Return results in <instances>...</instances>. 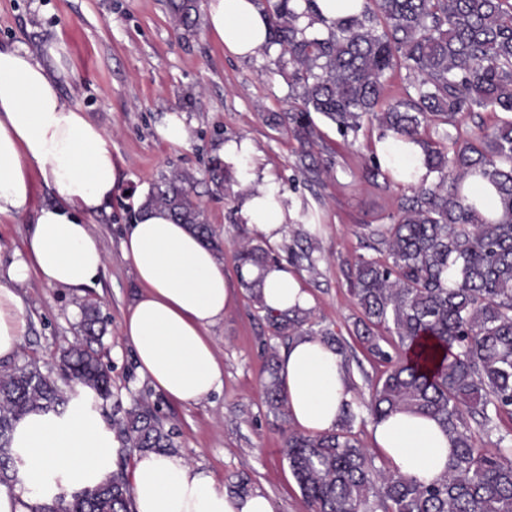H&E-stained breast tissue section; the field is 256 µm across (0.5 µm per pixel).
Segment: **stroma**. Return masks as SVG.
<instances>
[{
    "label": "stroma",
    "instance_id": "1",
    "mask_svg": "<svg viewBox=\"0 0 512 512\" xmlns=\"http://www.w3.org/2000/svg\"><path fill=\"white\" fill-rule=\"evenodd\" d=\"M60 42L66 51L51 63L60 93L110 135L122 181L111 202L88 218L106 255L98 282L50 288L28 277L19 287L27 333L21 349L0 361V372L31 362L57 370L63 349L81 337L82 305L96 302L108 319L103 360L123 404L138 398L158 405L179 453L226 488H234L245 473L253 489L272 501L274 512H309L283 453L293 425L269 412L263 396L269 354L284 353L286 343L271 337L263 313L240 284L236 251L254 232L239 216L235 190L211 191L208 171L228 141L247 140L261 152L264 170L287 193L294 212L269 250L312 296L315 328L346 336L359 314L349 291L350 265L358 256L380 255L366 247L361 227L388 223L406 191L405 184L366 175L376 125L364 123L356 144L349 146L335 124L313 114L320 132L314 152L323 161L315 179L296 165L299 139L271 122L273 115L298 105L279 69V47L231 57L207 25L193 33L178 30L166 0H0V45L42 51ZM171 114L189 130L185 144L168 143L160 135ZM175 170L195 179L233 288L223 320L210 330L224 363V384L191 406L169 401L141 377L134 350L121 335L123 316L139 293L121 255L122 236L152 185ZM309 212L319 219L318 262L312 269L292 258L296 232Z\"/></svg>",
    "mask_w": 512,
    "mask_h": 512
}]
</instances>
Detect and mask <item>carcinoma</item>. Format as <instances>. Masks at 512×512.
Masks as SVG:
<instances>
[{"label":"carcinoma","mask_w":512,"mask_h":512,"mask_svg":"<svg viewBox=\"0 0 512 512\" xmlns=\"http://www.w3.org/2000/svg\"><path fill=\"white\" fill-rule=\"evenodd\" d=\"M265 0L269 45L286 57L288 83L302 106L285 116L303 141L297 165L319 178L312 149L317 131L309 114L336 125L355 144L367 117L379 138L395 136L420 147L426 175L409 184L390 224H364L363 235L384 246L386 258H358L350 291L361 310L354 336L385 367L369 396L354 393L336 429L318 436L288 435L284 455L310 512H512V445L479 448L468 420L492 429L512 420V0H364L360 11L332 24L320 20L317 0ZM177 27L197 26L199 0H167ZM307 17L305 26L299 25ZM397 69L409 78L404 94L385 96ZM504 117L470 140L451 136L465 116L481 111ZM479 175L495 187L500 217L487 218L464 187ZM216 190L234 180L220 162L209 170ZM185 224L215 250L191 177L174 172L157 183L143 204ZM239 268L273 265L261 242L237 251ZM264 311L271 334L290 341L316 336L347 356L348 344L329 328L315 330L312 311L276 314L262 302V279L241 277ZM82 339L63 351L60 376L28 364L0 375V484L18 480L10 453L12 432L26 414H62L67 389L82 385L106 402L112 376L102 362L106 321L99 307H81ZM397 336L388 350L384 334ZM277 354L263 383L265 403L288 414ZM395 412L436 421L454 439L447 470L430 484L378 470L352 433L362 414L377 422ZM120 444L112 477L91 490H60L32 512H133L126 462L135 452L176 448L157 410L138 399L112 406Z\"/></svg>","instance_id":"carcinoma-1"}]
</instances>
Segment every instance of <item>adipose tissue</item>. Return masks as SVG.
Masks as SVG:
<instances>
[{"label":"adipose tissue","instance_id":"1","mask_svg":"<svg viewBox=\"0 0 512 512\" xmlns=\"http://www.w3.org/2000/svg\"><path fill=\"white\" fill-rule=\"evenodd\" d=\"M206 15L226 54L248 57L264 50L268 25L259 0H207ZM222 152L237 171L243 221L279 241L292 216L287 195L274 181L257 185L261 159L251 142L224 146ZM376 153L397 181L409 171L426 174L418 146L389 136L377 142ZM38 180L55 191L57 201L36 210ZM119 185L120 166L106 132L62 97L38 55L0 46V222L34 216L18 260L0 278V359L15 355L24 341L27 322L18 286L29 275L51 288L98 281L105 254L86 218L111 201ZM121 253L142 288L121 325L140 375L173 402L199 404L224 383V364L209 335L232 298L223 259L157 210L127 227ZM262 301L276 312L312 305L297 275L279 265L263 274ZM279 380L292 423L309 435L335 429L353 398L342 356L312 336L291 343ZM371 432L391 472L426 484L443 474L454 452L449 435L425 417L395 413L372 424ZM10 448L21 461L22 483L0 485V512H31L58 487L92 489L108 479L117 441L93 391L78 386L63 414L32 412L19 420ZM130 480L134 512H274L266 495L232 494L177 453H135Z\"/></svg>","mask_w":512,"mask_h":512}]
</instances>
